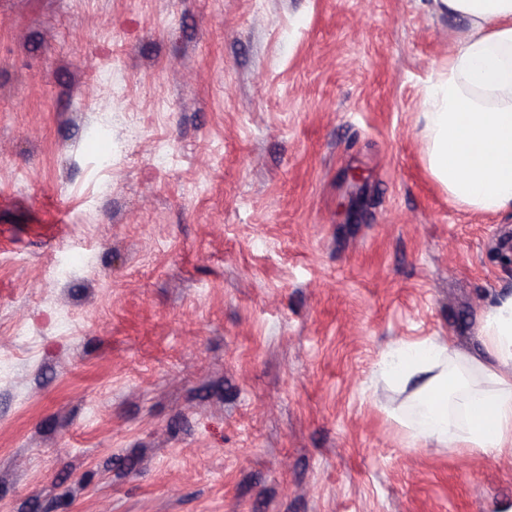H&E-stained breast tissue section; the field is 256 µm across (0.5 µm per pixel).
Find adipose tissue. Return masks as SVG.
Returning <instances> with one entry per match:
<instances>
[{
	"mask_svg": "<svg viewBox=\"0 0 512 512\" xmlns=\"http://www.w3.org/2000/svg\"><path fill=\"white\" fill-rule=\"evenodd\" d=\"M468 32L427 88V163L459 206L512 209V0H433ZM489 360L480 386L455 365L450 344L425 340L386 354L383 372L415 386L406 425L443 448L512 455V296L487 313Z\"/></svg>",
	"mask_w": 512,
	"mask_h": 512,
	"instance_id": "adipose-tissue-1",
	"label": "adipose tissue"
}]
</instances>
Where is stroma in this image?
Returning <instances> with one entry per match:
<instances>
[{
    "label": "stroma",
    "instance_id": "1",
    "mask_svg": "<svg viewBox=\"0 0 512 512\" xmlns=\"http://www.w3.org/2000/svg\"><path fill=\"white\" fill-rule=\"evenodd\" d=\"M464 34L432 0H0V512H512V456L411 440L378 372L486 360L512 295V210L426 161Z\"/></svg>",
    "mask_w": 512,
    "mask_h": 512
}]
</instances>
